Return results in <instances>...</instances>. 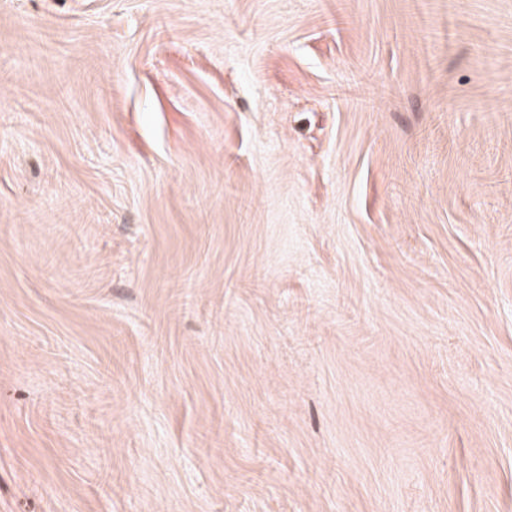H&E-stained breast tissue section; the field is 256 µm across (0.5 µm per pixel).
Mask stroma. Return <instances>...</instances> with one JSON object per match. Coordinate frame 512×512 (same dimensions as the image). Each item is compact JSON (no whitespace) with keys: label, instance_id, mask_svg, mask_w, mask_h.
Returning <instances> with one entry per match:
<instances>
[{"label":"stroma","instance_id":"obj_1","mask_svg":"<svg viewBox=\"0 0 512 512\" xmlns=\"http://www.w3.org/2000/svg\"><path fill=\"white\" fill-rule=\"evenodd\" d=\"M0 512H512V0H0Z\"/></svg>","mask_w":512,"mask_h":512}]
</instances>
